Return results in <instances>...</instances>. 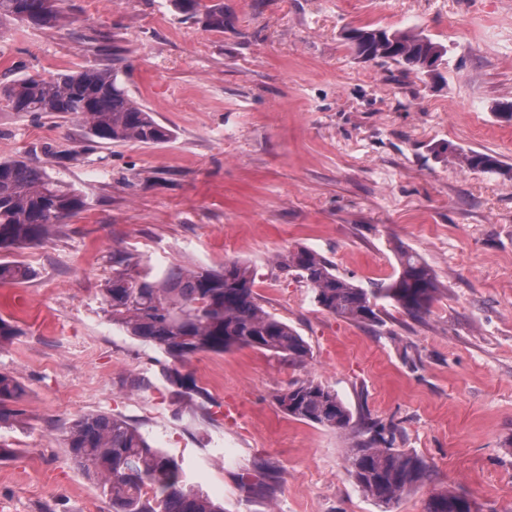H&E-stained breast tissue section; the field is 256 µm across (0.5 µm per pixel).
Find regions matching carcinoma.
<instances>
[{"instance_id":"1","label":"carcinoma","mask_w":512,"mask_h":512,"mask_svg":"<svg viewBox=\"0 0 512 512\" xmlns=\"http://www.w3.org/2000/svg\"><path fill=\"white\" fill-rule=\"evenodd\" d=\"M64 0H0V30L22 23L41 28L64 24ZM209 30L224 31L223 0H170ZM363 61L394 62L408 71L425 72L426 56L443 58L446 47L424 32L357 28L346 38ZM116 68L101 65L62 70L49 78L23 77L0 85V101L13 112L76 115L102 141L161 144L172 132L124 87ZM469 171L509 176L512 167L497 157L470 150L459 154ZM85 207L80 190L24 158L0 160V252L42 243L50 232ZM399 273L375 288H362L336 274L333 264L307 247L282 254L277 265L310 286L323 310L347 321L379 320L377 301L389 300L407 315H425L439 293V283L416 253L398 252ZM112 278L102 288L112 324L163 351L175 363L200 353L222 354L238 348L272 352L295 364L306 361L309 348L286 322L259 303L254 270L231 260L220 269H128L129 258H114ZM32 276L29 266L0 260V281L20 283ZM167 380L208 398L195 380L177 368ZM21 382L0 372V426L22 416L17 403ZM288 416L352 433L347 472L361 493L389 506L431 479L429 465L414 453L393 447V429L376 421H353L335 390L312 380L298 381L277 398ZM73 464L92 481L108 512H224V506L191 483L182 462L152 445L139 429L106 413L84 415L65 431ZM425 512H475L473 501L455 491L432 495Z\"/></svg>"}]
</instances>
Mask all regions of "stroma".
Segmentation results:
<instances>
[{
    "mask_svg": "<svg viewBox=\"0 0 512 512\" xmlns=\"http://www.w3.org/2000/svg\"><path fill=\"white\" fill-rule=\"evenodd\" d=\"M69 24L0 35V82L117 63L130 94L170 128L162 145L91 138L82 119L0 107V160L25 156L86 196L37 246L11 251L27 281L0 284L19 334L0 372L24 387L0 428V512H106L70 462L65 428L105 412L182 459L224 512H424L434 493L512 512V0H224L215 33L169 0H67ZM415 28L446 46L431 75L355 58L351 28ZM305 246L364 288L417 253L441 291L415 319L389 303L355 324L279 269ZM154 269L252 265L266 311L306 341L301 364L253 348L181 365L209 394L165 377L171 359L113 326L101 290L115 253ZM297 380L336 390L354 416L395 428L432 483L383 507L346 467L348 433L289 418ZM274 491H250L258 463ZM459 164L462 169L487 174L509 176L512 172V167L505 168L497 157L474 150L460 153Z\"/></svg>",
    "mask_w": 512,
    "mask_h": 512,
    "instance_id": "1",
    "label": "stroma"
}]
</instances>
